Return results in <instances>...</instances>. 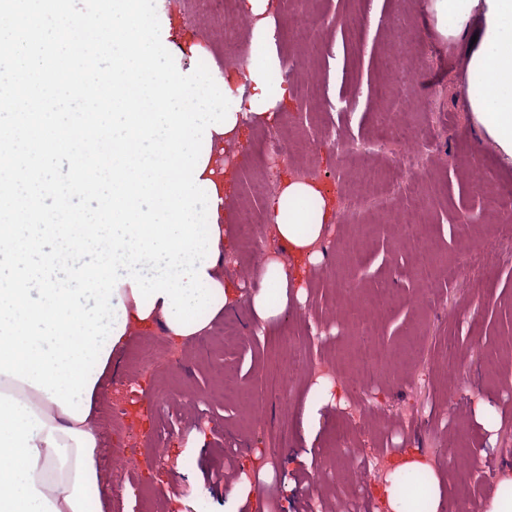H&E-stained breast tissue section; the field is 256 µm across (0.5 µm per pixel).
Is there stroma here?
Listing matches in <instances>:
<instances>
[{
	"instance_id": "1",
	"label": "stroma",
	"mask_w": 512,
	"mask_h": 512,
	"mask_svg": "<svg viewBox=\"0 0 512 512\" xmlns=\"http://www.w3.org/2000/svg\"><path fill=\"white\" fill-rule=\"evenodd\" d=\"M430 0H280L275 14L278 52L287 60L297 89L271 124L249 122L240 143L216 155L228 177L226 231L236 240L239 212L262 214L285 173L314 168L333 197L344 191L372 196L361 164L339 158L326 145L371 139L382 125V95L433 102L431 114L412 112L405 121L416 135L425 167L400 181L387 223L330 224L321 264L309 267L305 298L289 297L282 317L267 328L251 327V297L263 259L225 255L226 281L239 285L232 310L211 329L182 345L177 369L137 368L139 348L161 352L167 338L155 328L132 334L112 362V374L97 401L100 457L128 449L131 459L110 480L105 512H251L230 498L227 485L240 473L257 475L254 486L268 512H390L379 490L389 476L352 481L344 463L354 449L365 465L387 457L423 459L450 486V500L464 494L488 501L494 479L451 487L448 447L488 448L494 471L512 468V260L498 250L497 218L482 210L473 183L487 177L500 194H512V167L503 166L480 141L461 94L468 43L443 35ZM174 21L172 41L183 63H192L190 43L211 48L216 58L251 53L249 28L225 38L223 17L198 0H159ZM303 10L314 22L313 41L290 39V21ZM401 56L411 81L392 78L386 60ZM435 58L439 67L424 68ZM304 138L314 146L294 160H256L260 133ZM481 209L479 223L457 224V212ZM482 254L486 266L469 263ZM459 274L449 278L448 264ZM395 300L375 308L381 287ZM373 330L374 379L354 355L356 324ZM240 341H220L225 322ZM301 340L310 356L332 358L349 374L347 406L321 407L305 416L310 377L291 382L282 364L288 338ZM139 387L156 396L176 389L181 400L130 408L127 421L111 416L113 403ZM290 407H282V398ZM162 449L151 467L136 463Z\"/></svg>"
}]
</instances>
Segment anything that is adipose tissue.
Wrapping results in <instances>:
<instances>
[{
    "label": "adipose tissue",
    "mask_w": 512,
    "mask_h": 512,
    "mask_svg": "<svg viewBox=\"0 0 512 512\" xmlns=\"http://www.w3.org/2000/svg\"><path fill=\"white\" fill-rule=\"evenodd\" d=\"M240 7L252 24L255 58L247 71L223 74L233 96L245 98L246 105L235 111L233 128L212 134L210 142L215 146L239 140L248 120L274 121L278 107L288 102V87L277 78L281 61L274 38V0H241ZM430 8L444 35L458 37L476 27L463 98L473 123L493 145L499 161L512 166V0H431ZM202 177L217 190L215 245L205 270L207 283L218 295L217 305L201 324L181 332L168 320L163 300L138 307L130 284L120 285L115 297L126 309L124 319L107 346L89 393L83 396L82 408L88 416L81 421L64 414L45 392L0 374V512H104L106 484L98 465L95 406L113 359L133 331L159 324L169 338L184 344L235 304L237 290L225 281L221 262L227 243L223 226L226 181L211 164ZM331 213L315 181L292 175L281 181L269 200L268 227L296 258L315 265L322 259L318 245ZM290 286L282 264L275 260L266 264L252 298L256 323L271 324L284 313Z\"/></svg>",
    "instance_id": "ef3b65f1"
}]
</instances>
